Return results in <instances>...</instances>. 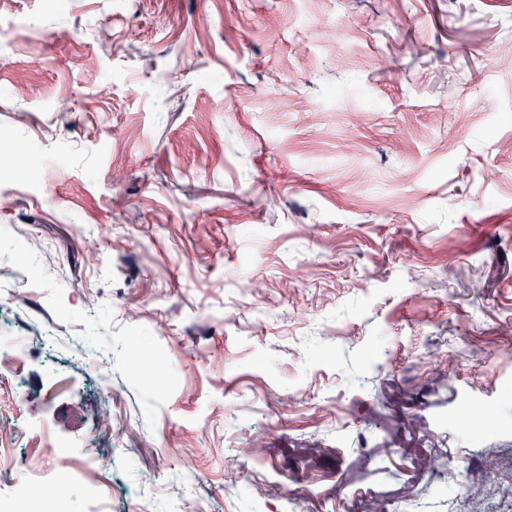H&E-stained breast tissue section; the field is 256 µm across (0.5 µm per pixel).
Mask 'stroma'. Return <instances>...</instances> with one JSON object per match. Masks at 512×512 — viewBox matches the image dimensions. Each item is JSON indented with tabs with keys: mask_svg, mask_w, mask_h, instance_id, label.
<instances>
[{
	"mask_svg": "<svg viewBox=\"0 0 512 512\" xmlns=\"http://www.w3.org/2000/svg\"><path fill=\"white\" fill-rule=\"evenodd\" d=\"M4 155L0 419L112 512H317L411 423L448 512L512 452V0H0Z\"/></svg>",
	"mask_w": 512,
	"mask_h": 512,
	"instance_id": "obj_1",
	"label": "stroma"
}]
</instances>
